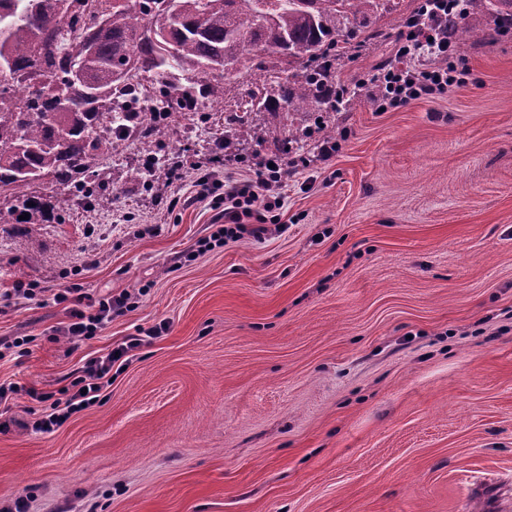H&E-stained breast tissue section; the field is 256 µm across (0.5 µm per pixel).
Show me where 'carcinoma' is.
I'll return each mask as SVG.
<instances>
[{"mask_svg":"<svg viewBox=\"0 0 512 512\" xmlns=\"http://www.w3.org/2000/svg\"><path fill=\"white\" fill-rule=\"evenodd\" d=\"M86 0H0V195L12 198L0 224L52 219L35 187L47 180L70 190L72 199L106 209L112 195L92 179L120 141L103 123L117 121L149 138L174 116L195 90L225 93L243 72L264 78L270 89L250 108L322 111L332 66L330 48L344 35L354 50L392 33L370 30L367 18L380 0H95L103 22H79ZM493 8L495 28L512 24V0H467L469 11ZM90 44L84 80L58 103L54 77L65 72L74 50ZM226 63L236 65L216 75ZM147 73L155 96L138 80Z\"/></svg>","mask_w":512,"mask_h":512,"instance_id":"carcinoma-1","label":"carcinoma"}]
</instances>
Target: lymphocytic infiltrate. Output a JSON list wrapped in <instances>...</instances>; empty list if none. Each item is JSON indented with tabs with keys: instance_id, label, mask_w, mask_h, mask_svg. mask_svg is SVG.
<instances>
[{
	"instance_id": "f902f5d3",
	"label": "lymphocytic infiltrate",
	"mask_w": 512,
	"mask_h": 512,
	"mask_svg": "<svg viewBox=\"0 0 512 512\" xmlns=\"http://www.w3.org/2000/svg\"><path fill=\"white\" fill-rule=\"evenodd\" d=\"M421 4L422 13L407 18L399 30L394 63L377 69L370 80L375 88L370 95L374 109H397L424 96L444 94L449 88L463 86L470 74L469 68L457 58L454 47L438 35L440 19L448 14V0H421ZM423 51L433 57V64L415 65V57ZM299 169L298 159L278 156L272 163L259 164L250 179L225 180L226 222L212 234V242L220 245L246 234L256 238L265 234L267 225L277 223L276 212L284 205L283 190L289 177ZM251 219L256 222L252 228L247 225ZM53 298L59 303L74 302L65 333L86 339L127 310L129 295L125 292L95 295L73 286L54 293ZM142 339L129 337L117 349L86 362L78 369L64 398L55 399L45 411L28 420V428L37 432L52 431L72 414L96 402L113 364L137 350Z\"/></svg>"
}]
</instances>
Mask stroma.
Returning a JSON list of instances; mask_svg holds the SVG:
<instances>
[{"mask_svg": "<svg viewBox=\"0 0 512 512\" xmlns=\"http://www.w3.org/2000/svg\"><path fill=\"white\" fill-rule=\"evenodd\" d=\"M474 82L374 111L242 112L259 77L149 140L122 142L99 179L109 209L0 226V512H489L512 494V33L460 40ZM391 44L341 55L335 81L370 78ZM340 144L316 160L317 127ZM245 163L225 167V130ZM309 130L303 143L288 131ZM312 158L278 227L207 247L216 179L251 178L271 155ZM188 166L186 205L132 179L148 158ZM19 281L129 307L75 339L69 313L6 299ZM161 336L112 367L103 399L49 433L23 428L32 392L59 394L87 360L138 329Z\"/></svg>", "mask_w": 512, "mask_h": 512, "instance_id": "1", "label": "stroma"}]
</instances>
